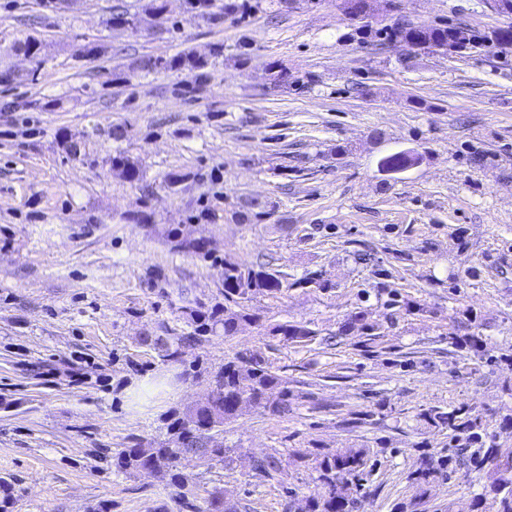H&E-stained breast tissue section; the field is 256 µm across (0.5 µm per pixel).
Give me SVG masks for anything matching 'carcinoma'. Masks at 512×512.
I'll list each match as a JSON object with an SVG mask.
<instances>
[{"label":"carcinoma","instance_id":"1","mask_svg":"<svg viewBox=\"0 0 512 512\" xmlns=\"http://www.w3.org/2000/svg\"><path fill=\"white\" fill-rule=\"evenodd\" d=\"M167 0H149L140 12L127 10L112 12L109 24L115 30L136 32L148 26L160 33L172 32L176 24L167 15ZM186 11L210 22L218 23L224 18L246 14L252 8L250 0H184ZM380 40L400 41L409 48L417 47L424 53H434L456 43L468 45L470 50L489 52L501 42L512 39V26L500 27L477 34L463 24L446 26H420L411 22L383 26L375 31ZM36 65H41L40 41L27 37L18 47ZM207 60L191 50H182L168 56L146 55L134 64V70L146 74L166 71H189L197 73L198 86H203L206 75L201 73ZM415 163V158L406 152H397L381 159V167L406 169ZM112 169L130 182L143 178L140 164L134 158L118 153L112 156ZM271 215L268 203L257 199L247 200L242 209L234 213L238 221H249ZM333 287L330 280L319 275L305 276L292 283L278 272H271L261 265L224 261V303L209 313L194 314L196 324L190 336L157 338L155 345L167 360L182 354V347L198 340L210 332L220 329L224 336L235 335L243 321L259 322V318L245 309L235 311L237 306L256 295H275L285 288ZM386 307L402 306L407 312H422L424 307L409 301L401 302L400 294L387 292ZM366 331L367 351H372L376 340L375 325L367 321L365 313L359 312L343 325V331L353 326ZM274 335L285 342H301L315 332L305 325L285 322L272 329ZM468 350L476 355L485 352L484 342L476 333L459 336L448 333V352ZM214 388L208 401L183 415L171 419L168 434L174 436L176 447L161 442L153 448L136 444L123 448L115 454L113 464L120 472H140L147 468L168 472L171 484L186 489L187 479L177 471L178 466H189L199 461L224 463L230 459L231 449L215 437L224 424L237 418L246 410H269L273 413L288 412V388L273 366L258 354L238 355L213 371ZM420 421L431 428L448 432V454L439 457L423 451L418 467L407 476L408 482L422 488L436 482H447L456 470L463 466L484 480L483 488L491 489L474 496L478 512H512V458L502 459L497 438L499 433L489 429L484 416L466 403H450L446 406L424 408L418 414ZM317 491L310 496L305 512H354L357 494L369 473V459L362 450L335 449L316 458Z\"/></svg>","mask_w":512,"mask_h":512}]
</instances>
